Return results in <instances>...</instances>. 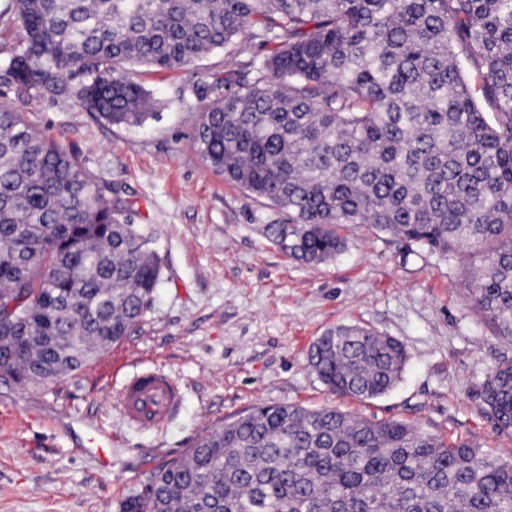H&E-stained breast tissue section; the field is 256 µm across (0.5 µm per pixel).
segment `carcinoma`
Instances as JSON below:
<instances>
[{
  "label": "carcinoma",
  "instance_id": "obj_1",
  "mask_svg": "<svg viewBox=\"0 0 512 512\" xmlns=\"http://www.w3.org/2000/svg\"><path fill=\"white\" fill-rule=\"evenodd\" d=\"M18 96L139 126L135 67L181 69L243 33L265 74L219 76L192 144L204 166L288 211L283 248L322 264L342 224L439 251L477 248L471 297L512 341V0H4ZM481 78L475 97L461 60ZM155 238L76 155L0 105V363L19 385L86 366L143 322ZM404 345L340 324L308 366L327 390L380 398ZM512 432V360L481 389ZM119 512H512V461L399 420L257 405L150 471Z\"/></svg>",
  "mask_w": 512,
  "mask_h": 512
}]
</instances>
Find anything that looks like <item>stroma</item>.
<instances>
[{
	"instance_id": "1",
	"label": "stroma",
	"mask_w": 512,
	"mask_h": 512,
	"mask_svg": "<svg viewBox=\"0 0 512 512\" xmlns=\"http://www.w3.org/2000/svg\"><path fill=\"white\" fill-rule=\"evenodd\" d=\"M271 51L242 36L174 72L139 67L155 114L139 127L18 97L0 61V103L70 148L99 182L119 189L134 223L152 229L161 283L139 330L116 349L131 365L171 373L184 392L167 427L141 430L123 421L117 385L98 383L94 365L41 389L0 381V512H118L145 473L260 404L406 420L512 460V436L496 430L480 398L490 366L512 359V342L470 298L469 271L482 252L442 253L345 224L341 255L304 262L270 231L288 223L287 211L225 182L195 154L193 129L214 76L257 73ZM342 323L404 344L407 361L387 395H333L308 368L313 342ZM87 420L111 427V468L80 452Z\"/></svg>"
}]
</instances>
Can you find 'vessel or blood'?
I'll use <instances>...</instances> for the list:
<instances>
[{
    "instance_id": "1",
    "label": "vessel or blood",
    "mask_w": 512,
    "mask_h": 512,
    "mask_svg": "<svg viewBox=\"0 0 512 512\" xmlns=\"http://www.w3.org/2000/svg\"><path fill=\"white\" fill-rule=\"evenodd\" d=\"M123 355L103 359L98 377L120 379L119 406L124 421L141 429H158L168 424L182 404V388L168 372L160 368L129 370ZM101 468L112 466V434L100 427H91L87 439Z\"/></svg>"
}]
</instances>
